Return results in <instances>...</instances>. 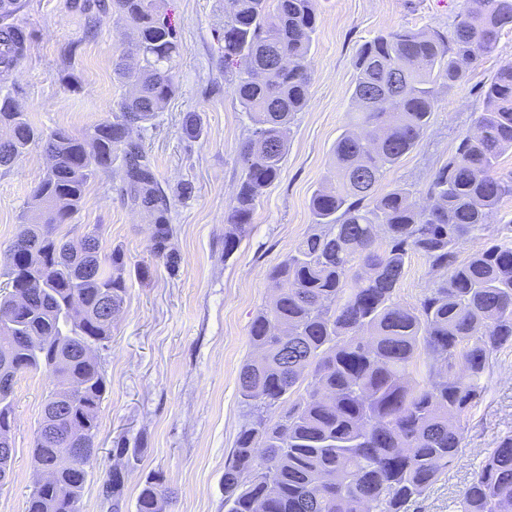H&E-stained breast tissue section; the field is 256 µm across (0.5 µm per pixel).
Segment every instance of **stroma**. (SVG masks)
Segmentation results:
<instances>
[{"label":"stroma","mask_w":512,"mask_h":512,"mask_svg":"<svg viewBox=\"0 0 512 512\" xmlns=\"http://www.w3.org/2000/svg\"><path fill=\"white\" fill-rule=\"evenodd\" d=\"M462 4L319 0L308 104L291 124L279 178L256 202L250 234L228 256L225 218L244 175L240 149L251 124L229 78L238 64L224 60V0H164L163 13L180 46L178 91L134 136L168 194L178 262L171 267L155 258L147 214L124 200L118 180L105 172L90 180L85 203L68 226L74 240L99 228L105 250L121 249L132 272L112 339L96 352L109 393L98 413V464L85 483L81 512H135L140 487L154 471L163 472L175 492L165 512H224V463L246 420L238 376L256 354L250 325L274 296L268 271L312 227L309 199L333 171L334 146L350 119L355 53L393 28H448ZM19 18L30 42L25 58L0 82V95H11L45 131L79 134L112 119V104L126 87L113 71L124 36L111 12L99 14L91 38L85 35L86 15L73 0H24ZM509 62L512 27L501 32L493 55L462 81L439 79L426 133L378 183L377 193L398 184L424 191L458 135L471 127L481 85ZM189 117L201 124L193 140L182 130ZM46 166L44 149L35 142L11 167L0 168V272ZM140 268L147 269L146 277L137 276ZM431 281L425 260L411 256L398 302L413 307ZM51 386L50 375L41 371L22 374L14 387V457L12 473L0 486V512H26L39 473L32 448ZM509 432L512 347L493 357L487 388L468 418L461 456L425 492L419 512H456L460 491ZM112 467L126 472L117 509L102 494L104 472Z\"/></svg>","instance_id":"obj_1"}]
</instances>
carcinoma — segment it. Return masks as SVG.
Listing matches in <instances>:
<instances>
[{"label":"carcinoma","instance_id":"obj_1","mask_svg":"<svg viewBox=\"0 0 512 512\" xmlns=\"http://www.w3.org/2000/svg\"><path fill=\"white\" fill-rule=\"evenodd\" d=\"M22 0H0V78L24 59L26 26L15 22ZM162 0H112L123 29L121 56L137 69H115L129 87L113 119L82 134L37 128L15 101L0 99V167L36 142L49 159L34 190L37 214L21 217L0 275V317L16 339L0 338V483L14 448L17 377L45 371L56 380L33 457L53 478L33 486L27 512H79L89 469L98 458V411L107 379L93 346L107 347L130 277L120 250L104 252L100 234L76 248L61 233L84 204L87 186L114 161L120 191L150 216L154 256L177 263L165 190L132 133L151 122L177 92L180 49L162 18ZM320 22L316 0H224V60L243 66L232 76L236 101L252 122L241 148L245 174L227 216L224 257L251 231L255 203L280 176L288 130L309 99V58ZM512 26V0H463L451 28L391 29L362 44L353 59L355 117L334 147L336 173L312 194L315 228L268 272L270 306L249 330L259 357L241 367L238 393L246 422L224 464L225 512H410L462 452L461 419L482 397L491 360L512 347V219L504 241L458 260L461 245L487 229L499 203L512 198V64L481 90L472 127L457 138L423 197L406 186L377 195L385 173L413 149L430 125L437 80L453 86L492 54ZM421 256L435 275L413 308L397 302L406 261ZM427 361L418 363L420 356ZM81 430L82 442L63 433ZM81 462L58 467L66 448ZM125 473L103 484L119 509ZM165 476H146L136 512H163ZM458 512H512V434L501 437L462 491Z\"/></svg>","mask_w":512,"mask_h":512}]
</instances>
